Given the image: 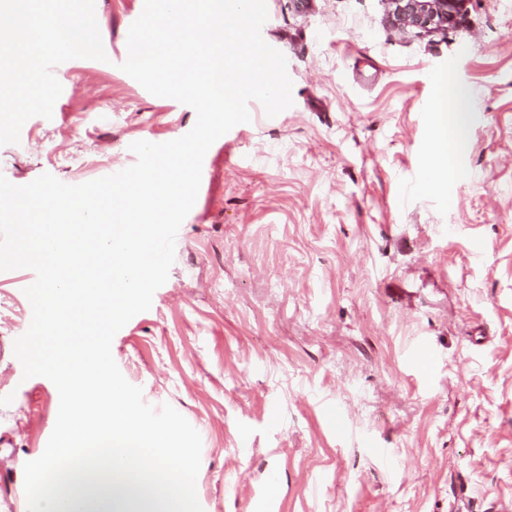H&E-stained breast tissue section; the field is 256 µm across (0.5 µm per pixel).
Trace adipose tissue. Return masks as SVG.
I'll list each match as a JSON object with an SVG mask.
<instances>
[{
	"mask_svg": "<svg viewBox=\"0 0 512 512\" xmlns=\"http://www.w3.org/2000/svg\"><path fill=\"white\" fill-rule=\"evenodd\" d=\"M50 32L43 39L30 33L36 0H0V50L11 60L0 78V94L28 109H42L51 102L45 87L42 64L49 48L64 42L74 55L91 57L100 45V33L91 14L50 0ZM469 92L452 78L442 80L437 100L439 128L443 137H455L469 104Z\"/></svg>",
	"mask_w": 512,
	"mask_h": 512,
	"instance_id": "obj_1",
	"label": "adipose tissue"
}]
</instances>
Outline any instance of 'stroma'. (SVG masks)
<instances>
[{"mask_svg":"<svg viewBox=\"0 0 512 512\" xmlns=\"http://www.w3.org/2000/svg\"><path fill=\"white\" fill-rule=\"evenodd\" d=\"M144 0H84L97 55L47 59L53 104L0 132V174L77 185L195 111L120 68ZM291 107L248 104L208 150L175 262L112 355L202 439L204 512H512V0L426 35L385 0H267ZM471 94L450 187L432 183L437 74ZM33 270L0 272V512L59 395L14 341ZM387 448L390 460L375 451Z\"/></svg>","mask_w":512,"mask_h":512,"instance_id":"obj_1","label":"stroma"}]
</instances>
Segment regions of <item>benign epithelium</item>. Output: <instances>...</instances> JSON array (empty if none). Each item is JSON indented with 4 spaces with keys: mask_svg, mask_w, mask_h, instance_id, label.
<instances>
[{
    "mask_svg": "<svg viewBox=\"0 0 512 512\" xmlns=\"http://www.w3.org/2000/svg\"><path fill=\"white\" fill-rule=\"evenodd\" d=\"M386 22L394 30H417L426 35L454 25L467 0H386Z\"/></svg>",
    "mask_w": 512,
    "mask_h": 512,
    "instance_id": "obj_1",
    "label": "benign epithelium"
}]
</instances>
